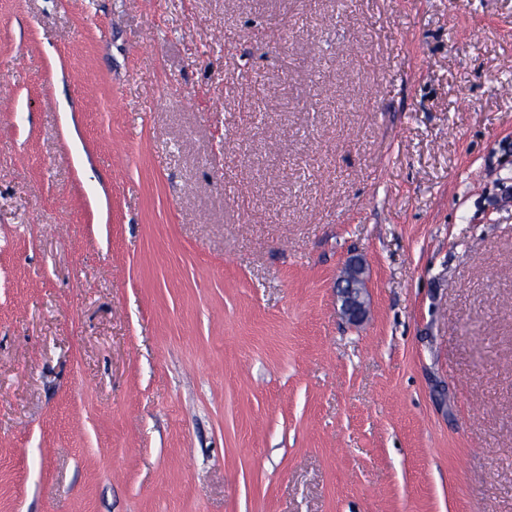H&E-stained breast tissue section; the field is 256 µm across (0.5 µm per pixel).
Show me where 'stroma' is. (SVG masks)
<instances>
[{
  "mask_svg": "<svg viewBox=\"0 0 512 512\" xmlns=\"http://www.w3.org/2000/svg\"><path fill=\"white\" fill-rule=\"evenodd\" d=\"M0 512H512V0H0ZM363 269L356 261H350L337 279L336 288L341 299V313L351 322L363 320L367 313L365 296L366 281Z\"/></svg>",
  "mask_w": 512,
  "mask_h": 512,
  "instance_id": "1",
  "label": "stroma"
}]
</instances>
